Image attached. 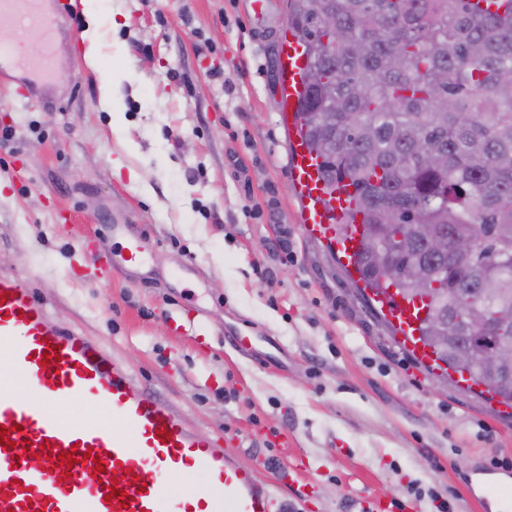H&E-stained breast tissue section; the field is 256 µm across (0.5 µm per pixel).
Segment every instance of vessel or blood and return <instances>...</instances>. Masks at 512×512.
I'll list each match as a JSON object with an SVG mask.
<instances>
[{"mask_svg":"<svg viewBox=\"0 0 512 512\" xmlns=\"http://www.w3.org/2000/svg\"><path fill=\"white\" fill-rule=\"evenodd\" d=\"M42 0H0V24L40 46L19 60L10 41H0V77L20 68L28 82L54 78L53 33ZM283 117H295L304 93L305 50L299 38H280ZM290 175L306 227L330 239L354 266L362 239L348 182L325 187L319 160L302 139L290 148ZM153 242L126 235L121 257L145 262ZM371 296L418 358L432 362L418 342L422 316L395 288ZM174 331L209 335L203 316L169 313ZM0 344L11 375L0 381V512H288L281 494L292 471L277 470L261 482L224 448L221 438L196 432L169 402L135 385L127 365L81 330L55 324L48 305L27 282L0 274ZM91 406L111 421L74 422L57 405ZM71 453L73 466L62 465Z\"/></svg>","mask_w":512,"mask_h":512,"instance_id":"obj_1","label":"vessel or blood"}]
</instances>
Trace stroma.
I'll use <instances>...</instances> for the list:
<instances>
[{"mask_svg": "<svg viewBox=\"0 0 512 512\" xmlns=\"http://www.w3.org/2000/svg\"><path fill=\"white\" fill-rule=\"evenodd\" d=\"M287 10L73 0L51 16L57 79L24 105L0 79V128L19 146L0 149V274L259 480L298 467L302 512H350L361 496L484 512L467 487L479 472L512 480V413L418 364L301 222L280 121ZM116 224L155 243L143 265L113 263ZM176 310L203 313L210 348L171 332Z\"/></svg>", "mask_w": 512, "mask_h": 512, "instance_id": "stroma-1", "label": "stroma"}]
</instances>
